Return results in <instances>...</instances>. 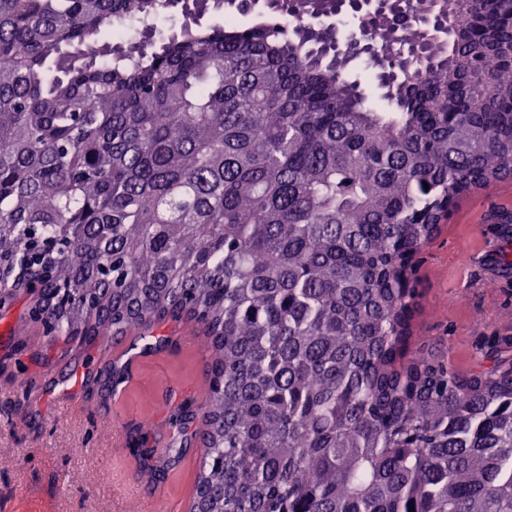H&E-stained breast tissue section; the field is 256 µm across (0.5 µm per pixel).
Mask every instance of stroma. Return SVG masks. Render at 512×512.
Masks as SVG:
<instances>
[{
    "mask_svg": "<svg viewBox=\"0 0 512 512\" xmlns=\"http://www.w3.org/2000/svg\"><path fill=\"white\" fill-rule=\"evenodd\" d=\"M499 210L512 211V179L466 196L417 255L408 355L429 352L466 371L489 344L512 351V275L487 265L500 246ZM36 299L22 290L0 306V512H166L173 498L190 507L201 444L169 462L171 426L146 422L157 403L196 402L207 389L201 325L167 321L160 331L176 347L136 358L130 379L105 396L97 373L124 361L111 337L50 340L29 315ZM142 429L155 464L170 466L163 482L141 474L133 440Z\"/></svg>",
    "mask_w": 512,
    "mask_h": 512,
    "instance_id": "35a3bbf8",
    "label": "stroma"
}]
</instances>
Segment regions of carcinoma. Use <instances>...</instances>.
<instances>
[{"instance_id": "1", "label": "carcinoma", "mask_w": 512, "mask_h": 512, "mask_svg": "<svg viewBox=\"0 0 512 512\" xmlns=\"http://www.w3.org/2000/svg\"><path fill=\"white\" fill-rule=\"evenodd\" d=\"M137 2L104 41L128 0H0V300L29 269L47 334L136 330L141 355L203 326L205 429L170 417L204 447L190 512H512V356L405 359L415 256L512 176V0H382L344 44L323 20L358 0L159 43L164 10L247 0ZM365 58L390 112L348 75Z\"/></svg>"}]
</instances>
